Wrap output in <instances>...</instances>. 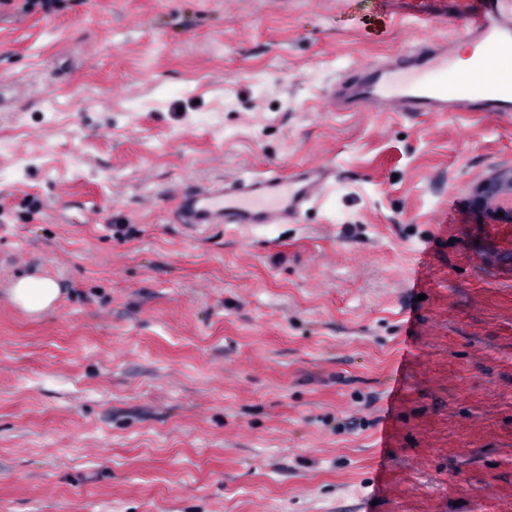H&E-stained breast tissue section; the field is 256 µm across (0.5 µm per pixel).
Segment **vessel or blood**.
Wrapping results in <instances>:
<instances>
[{"instance_id": "b4317fda", "label": "vessel or blood", "mask_w": 512, "mask_h": 512, "mask_svg": "<svg viewBox=\"0 0 512 512\" xmlns=\"http://www.w3.org/2000/svg\"><path fill=\"white\" fill-rule=\"evenodd\" d=\"M463 36L482 48L467 69L454 67L446 41L416 37L405 51L338 72L322 99L333 112H512V0H479ZM335 181L330 162L291 174L243 170L181 190L175 220L186 228L296 224Z\"/></svg>"}]
</instances>
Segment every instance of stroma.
<instances>
[{
	"mask_svg": "<svg viewBox=\"0 0 512 512\" xmlns=\"http://www.w3.org/2000/svg\"><path fill=\"white\" fill-rule=\"evenodd\" d=\"M477 0H428L433 36ZM403 0L0 9V512H512V115L331 112ZM336 165L297 224L177 193ZM60 286L30 314L21 276ZM512 193V173L510 171L496 173L481 180L475 187V205L493 215L502 211V208L492 210L494 202ZM59 295L60 288L51 277L26 276L13 284L8 296L20 309L38 314L51 309Z\"/></svg>",
	"mask_w": 512,
	"mask_h": 512,
	"instance_id": "1",
	"label": "stroma"
}]
</instances>
